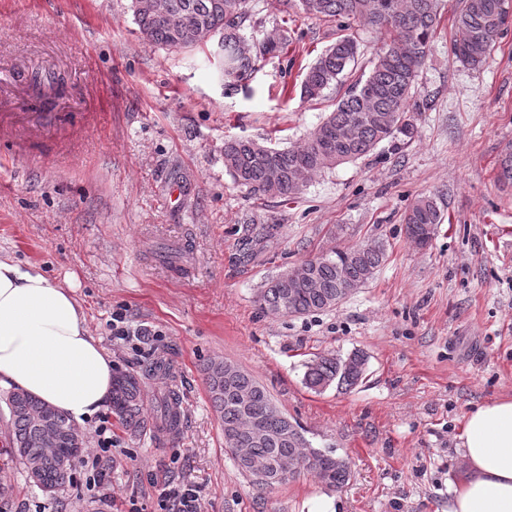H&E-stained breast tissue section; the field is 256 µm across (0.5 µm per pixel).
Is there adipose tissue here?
Instances as JSON below:
<instances>
[{
  "label": "adipose tissue",
  "mask_w": 512,
  "mask_h": 512,
  "mask_svg": "<svg viewBox=\"0 0 512 512\" xmlns=\"http://www.w3.org/2000/svg\"><path fill=\"white\" fill-rule=\"evenodd\" d=\"M114 375L70 292L40 265L0 255V388L81 424L108 407ZM462 439L466 472L450 512H512V398L469 412Z\"/></svg>",
  "instance_id": "obj_1"
}]
</instances>
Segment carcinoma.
Listing matches in <instances>:
<instances>
[{
  "label": "carcinoma",
  "instance_id": "carcinoma-1",
  "mask_svg": "<svg viewBox=\"0 0 512 512\" xmlns=\"http://www.w3.org/2000/svg\"><path fill=\"white\" fill-rule=\"evenodd\" d=\"M251 0H133L140 32L167 49L194 50L219 37L221 73L227 86L245 80L261 58L287 41L283 30L248 50L243 42L244 23ZM439 0H299L308 16L321 21L358 22L388 36L376 54L365 80L350 85L335 108L301 144L273 148L250 139L224 140V167L234 182L259 198L287 202L301 193L315 176L368 155L383 141H404L414 136L409 113L420 112L428 101L415 96L416 78L427 59L430 42L440 23ZM508 0H459L453 16L457 32L453 53L464 65L476 69L512 27ZM358 45L342 34L316 58L301 84V97L317 100L331 84L341 81L356 61ZM30 83L41 98L57 90V75L35 69ZM443 215L437 200L419 198L403 216L408 237L421 247L435 236ZM281 225L268 222L252 238L248 257L262 252ZM386 245L332 249L306 259L269 280L257 302L273 315L305 316L333 309L373 278L385 263ZM365 355H324L307 365L305 384L314 391L334 385L350 389L363 377ZM224 361L213 359L205 367L211 404L224 426V447L247 448L249 456L269 462L292 454L309 443L304 430L280 411L266 389L246 370L234 366V378H225ZM11 418L10 447L28 477L46 492L69 481L84 445L69 420L52 407L24 392L5 398ZM142 377L121 373L112 386V410L132 434L142 433ZM55 428L46 443L41 424ZM179 423L176 397L161 402V430L173 433ZM327 489L343 487L350 466L330 449H312L306 468Z\"/></svg>",
  "mask_w": 512,
  "mask_h": 512
}]
</instances>
